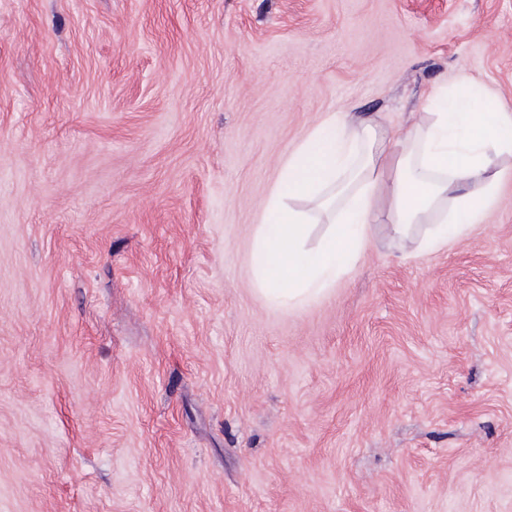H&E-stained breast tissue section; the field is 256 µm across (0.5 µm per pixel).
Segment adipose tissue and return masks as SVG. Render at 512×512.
<instances>
[{
	"label": "adipose tissue",
	"mask_w": 512,
	"mask_h": 512,
	"mask_svg": "<svg viewBox=\"0 0 512 512\" xmlns=\"http://www.w3.org/2000/svg\"><path fill=\"white\" fill-rule=\"evenodd\" d=\"M459 70L434 86L435 111L381 133L370 119L330 115L281 167L254 238V276L270 300L295 308L326 294L364 254L377 229L436 250L485 223L512 168V113L475 111ZM326 231L317 244L314 225Z\"/></svg>",
	"instance_id": "ef3b65f1"
}]
</instances>
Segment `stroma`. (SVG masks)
Listing matches in <instances>:
<instances>
[{
  "label": "stroma",
  "mask_w": 512,
  "mask_h": 512,
  "mask_svg": "<svg viewBox=\"0 0 512 512\" xmlns=\"http://www.w3.org/2000/svg\"><path fill=\"white\" fill-rule=\"evenodd\" d=\"M512 0H0V512H512V183L291 310L252 270L333 113L410 124Z\"/></svg>",
  "instance_id": "35a3bbf8"
}]
</instances>
